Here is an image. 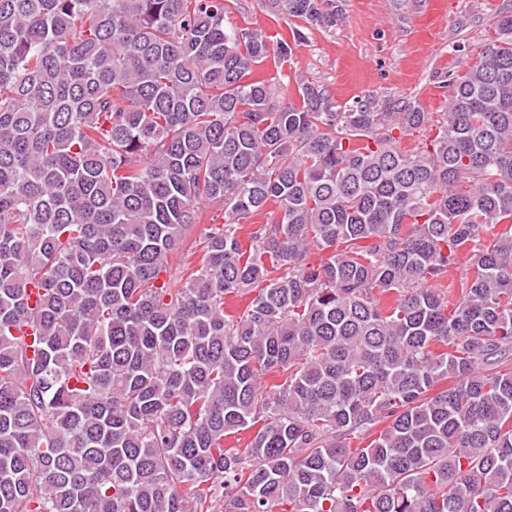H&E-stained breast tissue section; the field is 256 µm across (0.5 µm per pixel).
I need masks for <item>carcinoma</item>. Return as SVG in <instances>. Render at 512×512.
Returning <instances> with one entry per match:
<instances>
[{
    "instance_id": "1",
    "label": "carcinoma",
    "mask_w": 512,
    "mask_h": 512,
    "mask_svg": "<svg viewBox=\"0 0 512 512\" xmlns=\"http://www.w3.org/2000/svg\"><path fill=\"white\" fill-rule=\"evenodd\" d=\"M225 10L0 0V512H512V10L413 149Z\"/></svg>"
}]
</instances>
